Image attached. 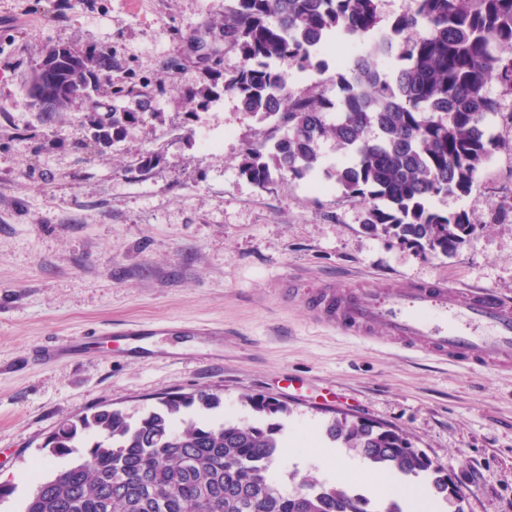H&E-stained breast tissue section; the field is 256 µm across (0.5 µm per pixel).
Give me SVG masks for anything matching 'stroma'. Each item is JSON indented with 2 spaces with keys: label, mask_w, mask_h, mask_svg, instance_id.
<instances>
[{
  "label": "stroma",
  "mask_w": 512,
  "mask_h": 512,
  "mask_svg": "<svg viewBox=\"0 0 512 512\" xmlns=\"http://www.w3.org/2000/svg\"><path fill=\"white\" fill-rule=\"evenodd\" d=\"M0 0V482L15 493L0 512H20L42 444L61 422L100 409L127 413L172 392L217 394L216 416L253 419L249 397L290 411L278 465L287 488L334 484L317 461L333 417L367 416L400 429L460 488L437 512H512V372L469 369L396 348L383 328L343 336L305 305L325 280L341 288H401L443 280L512 301V94L490 132L500 149L469 195L439 199L483 224L447 257L367 232L363 207L313 179L261 189L238 169L247 143L270 130L223 94L190 99L203 84L193 38L218 48L224 0ZM55 45L108 46L112 84L67 111L46 115L24 83ZM132 86L149 108L122 141H86L112 88ZM222 141L211 153L200 133ZM151 167H141L144 155ZM294 300H286L288 285ZM179 321L184 332L131 348L94 332ZM218 326L224 338L195 335ZM82 339L76 358L29 366V348Z\"/></svg>",
  "instance_id": "obj_1"
}]
</instances>
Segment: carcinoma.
I'll return each instance as SVG.
<instances>
[{"label": "carcinoma", "mask_w": 512, "mask_h": 512, "mask_svg": "<svg viewBox=\"0 0 512 512\" xmlns=\"http://www.w3.org/2000/svg\"><path fill=\"white\" fill-rule=\"evenodd\" d=\"M381 0H224V44L240 56L224 73V93L240 110L273 130L246 146L239 171L265 188L322 172L364 208L363 224L402 243L455 254L484 221L465 210L442 213L431 202L466 196L500 148L486 125L499 111L491 82L512 93V0H409L385 20ZM336 54V100L315 90L296 95L287 60L320 72ZM112 49L50 48L34 67L28 93L52 97L62 112L78 96L112 86ZM92 127L97 143L118 140L148 101L132 88ZM137 99V108L124 99ZM336 110V120L327 114ZM331 138L344 159L329 164L321 144ZM261 415L288 412L263 396L249 399ZM214 393H174L139 416L101 409L67 419L47 443L57 457L78 448L55 475L37 478L22 512H406L390 498L377 506L343 486L308 481L290 492L271 476L280 452V425L216 420ZM333 441L374 466L423 476L435 495L451 497L448 476L414 450L396 429L363 417L333 418Z\"/></svg>", "instance_id": "carcinoma-1"}]
</instances>
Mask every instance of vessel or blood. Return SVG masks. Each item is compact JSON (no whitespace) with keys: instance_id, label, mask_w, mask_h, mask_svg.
Returning a JSON list of instances; mask_svg holds the SVG:
<instances>
[{"instance_id":"b4317fda","label":"vessel or blood","mask_w":512,"mask_h":512,"mask_svg":"<svg viewBox=\"0 0 512 512\" xmlns=\"http://www.w3.org/2000/svg\"><path fill=\"white\" fill-rule=\"evenodd\" d=\"M318 318L346 336L385 328L403 347L472 368L512 363V303L486 290L450 291L446 282L396 290L318 287L307 297Z\"/></svg>"}]
</instances>
